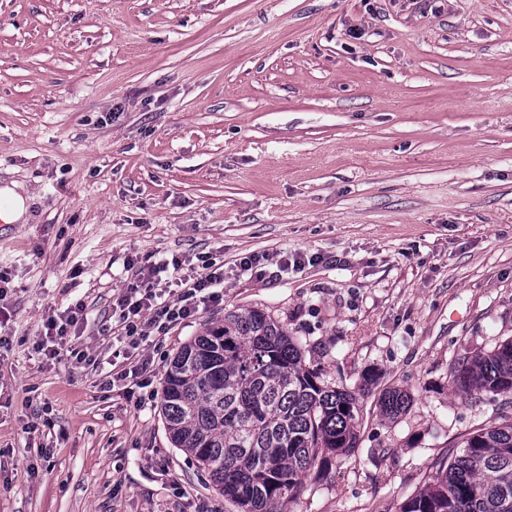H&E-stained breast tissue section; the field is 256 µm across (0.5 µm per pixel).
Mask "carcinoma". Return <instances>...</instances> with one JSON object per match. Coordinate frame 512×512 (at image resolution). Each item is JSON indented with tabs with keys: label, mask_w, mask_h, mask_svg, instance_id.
<instances>
[{
	"label": "carcinoma",
	"mask_w": 512,
	"mask_h": 512,
	"mask_svg": "<svg viewBox=\"0 0 512 512\" xmlns=\"http://www.w3.org/2000/svg\"><path fill=\"white\" fill-rule=\"evenodd\" d=\"M462 392L512 403V340L468 359L451 375ZM412 402L384 390L380 411ZM162 413L174 447L194 458L239 512H282L309 470L358 445L356 392L306 365L300 340L258 308H238L185 344L169 363ZM400 512H512V417L471 433L438 461Z\"/></svg>",
	"instance_id": "cac0c4a2"
}]
</instances>
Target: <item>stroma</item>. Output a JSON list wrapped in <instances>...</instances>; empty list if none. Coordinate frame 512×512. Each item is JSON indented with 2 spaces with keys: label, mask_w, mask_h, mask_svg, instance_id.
Here are the masks:
<instances>
[{
  "label": "stroma",
  "mask_w": 512,
  "mask_h": 512,
  "mask_svg": "<svg viewBox=\"0 0 512 512\" xmlns=\"http://www.w3.org/2000/svg\"><path fill=\"white\" fill-rule=\"evenodd\" d=\"M11 181L27 212L0 223V512H237L161 401L175 353L241 307L325 380L380 377L355 451L286 512H398L512 415L449 383L512 339V0H0ZM134 255L223 262L224 299L109 389ZM78 302L80 330L38 352ZM392 387L413 397L394 419ZM412 402L411 395L398 388H389L381 393L378 406L380 411L389 416L396 417L404 413Z\"/></svg>",
  "instance_id": "35a3bbf8"
}]
</instances>
